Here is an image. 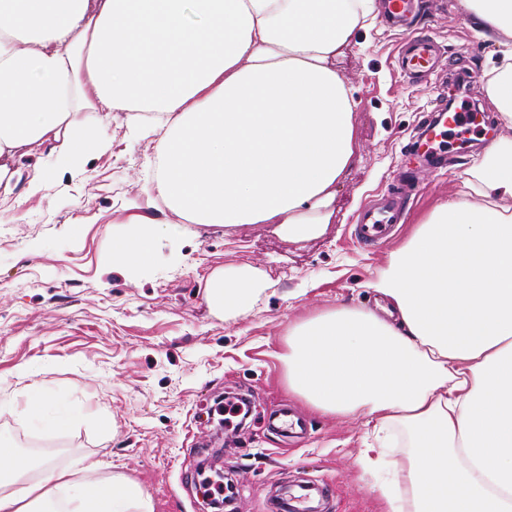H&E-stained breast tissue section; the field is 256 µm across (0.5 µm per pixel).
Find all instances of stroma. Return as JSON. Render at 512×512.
<instances>
[{
  "instance_id": "1",
  "label": "stroma",
  "mask_w": 512,
  "mask_h": 512,
  "mask_svg": "<svg viewBox=\"0 0 512 512\" xmlns=\"http://www.w3.org/2000/svg\"><path fill=\"white\" fill-rule=\"evenodd\" d=\"M416 29L435 42L439 77L408 82L397 35L382 19L343 48L336 69L353 90V154L329 220L290 235L277 224H192L150 207L144 189L154 146L122 117L85 113L111 140L78 171L64 170L53 143L25 157L0 185V441L38 449L60 469L86 457L138 485L153 512H203L202 458L222 456L236 512H288L300 491L319 512H384L382 477L360 463L367 416L328 415L288 388L282 357L289 328L341 303L374 306V282L437 205L459 198L494 143L512 138L487 97V81L512 56V41L482 35L460 0H423ZM470 75V95L492 119L449 149L446 169L419 167L421 126L452 77ZM55 168L48 194H30L28 172ZM423 189L405 202L395 234L360 243L359 211L394 192L400 175ZM171 226L147 269L112 262V242L132 217ZM262 271L267 281L246 311L208 306L217 270ZM39 393L41 403L27 398ZM305 421L293 437L284 407ZM74 409L63 428L61 409Z\"/></svg>"
}]
</instances>
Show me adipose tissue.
<instances>
[{"label": "adipose tissue", "instance_id": "ef3b65f1", "mask_svg": "<svg viewBox=\"0 0 512 512\" xmlns=\"http://www.w3.org/2000/svg\"><path fill=\"white\" fill-rule=\"evenodd\" d=\"M373 0H0V180L54 141L71 170L110 147L81 115L146 121L150 192L194 224H280L301 235L353 154L336 70ZM512 38V0H461ZM481 205H439L392 253L375 309L341 305L288 331V386L317 410L362 413L365 467L407 447L385 512H512V140L467 182ZM162 229L134 222L112 260L147 266ZM255 281L214 272L215 308L249 309ZM0 512H152L120 478L69 480L0 442Z\"/></svg>", "mask_w": 512, "mask_h": 512}]
</instances>
